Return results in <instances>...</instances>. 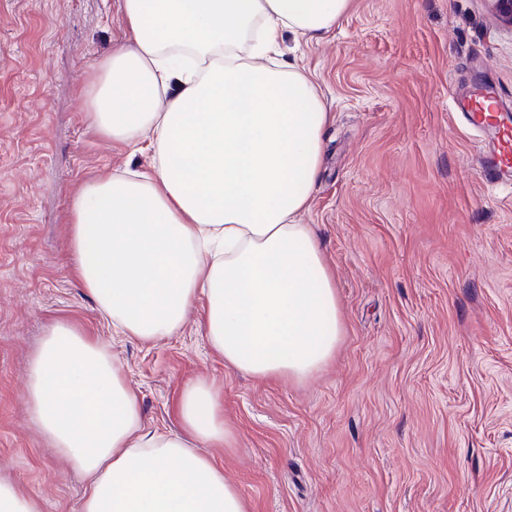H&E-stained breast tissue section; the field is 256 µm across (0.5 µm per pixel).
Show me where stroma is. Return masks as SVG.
Listing matches in <instances>:
<instances>
[{
  "instance_id": "35a3bbf8",
  "label": "stroma",
  "mask_w": 512,
  "mask_h": 512,
  "mask_svg": "<svg viewBox=\"0 0 512 512\" xmlns=\"http://www.w3.org/2000/svg\"><path fill=\"white\" fill-rule=\"evenodd\" d=\"M125 38L120 0H0V476L81 512L84 480L23 395L66 318L119 360L146 428L176 427L191 379L223 393L236 445L210 454L249 512H512V192L479 178L489 138L448 108L492 86L512 109V29L486 0H354L301 47L330 113L301 221L345 330L303 382L225 368L192 319L154 344L114 337L72 276V193L147 164L85 119Z\"/></svg>"
}]
</instances>
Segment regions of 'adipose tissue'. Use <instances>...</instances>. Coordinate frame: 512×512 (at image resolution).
I'll use <instances>...</instances> for the list:
<instances>
[{
    "mask_svg": "<svg viewBox=\"0 0 512 512\" xmlns=\"http://www.w3.org/2000/svg\"><path fill=\"white\" fill-rule=\"evenodd\" d=\"M352 0H122L126 45L97 69L87 121L149 153L147 171L83 183L72 271L114 335L154 343L191 312L225 367L305 381L344 334L310 208L329 114L285 40H321ZM28 418L86 479L82 512H248L209 454L229 448L220 391L183 388L178 430H147L119 361L50 323L25 380Z\"/></svg>",
    "mask_w": 512,
    "mask_h": 512,
    "instance_id": "ef3b65f1",
    "label": "adipose tissue"
}]
</instances>
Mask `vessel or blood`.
Returning a JSON list of instances; mask_svg holds the SVG:
<instances>
[{"label":"vessel or blood","mask_w":512,"mask_h":512,"mask_svg":"<svg viewBox=\"0 0 512 512\" xmlns=\"http://www.w3.org/2000/svg\"><path fill=\"white\" fill-rule=\"evenodd\" d=\"M494 98L492 92H479L458 100L457 106L471 125L493 129L497 136L479 166L480 178L492 186H511L512 117L495 103Z\"/></svg>","instance_id":"obj_1"}]
</instances>
